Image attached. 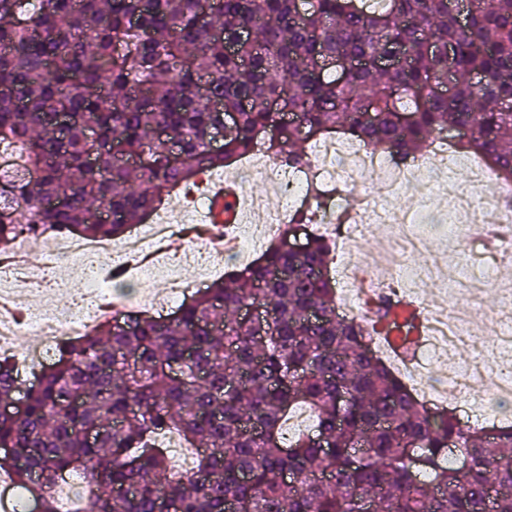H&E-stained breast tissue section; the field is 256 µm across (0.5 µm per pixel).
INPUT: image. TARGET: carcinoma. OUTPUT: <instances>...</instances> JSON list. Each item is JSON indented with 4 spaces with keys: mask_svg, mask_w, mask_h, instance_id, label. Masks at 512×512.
I'll return each mask as SVG.
<instances>
[{
    "mask_svg": "<svg viewBox=\"0 0 512 512\" xmlns=\"http://www.w3.org/2000/svg\"><path fill=\"white\" fill-rule=\"evenodd\" d=\"M470 2L463 28L455 0H0V249L123 238L200 176L259 147L303 166L329 135L405 161L462 130L456 152L512 179V0ZM317 213L166 317L63 339L32 381L0 355V405L26 399L0 418V470L32 512H60L74 473L73 512H512V422L417 400L337 312L328 239L288 248Z\"/></svg>",
    "mask_w": 512,
    "mask_h": 512,
    "instance_id": "obj_1",
    "label": "carcinoma"
}]
</instances>
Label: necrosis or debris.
I'll return each instance as SVG.
<instances>
[{
	"label": "necrosis or debris",
	"instance_id": "necrosis-or-debris-1",
	"mask_svg": "<svg viewBox=\"0 0 512 512\" xmlns=\"http://www.w3.org/2000/svg\"><path fill=\"white\" fill-rule=\"evenodd\" d=\"M469 159L453 154L444 140L435 141L427 153L413 160L400 163L387 154L375 152L355 141L327 138L319 142L310 164L301 168L263 158L256 164L234 168L231 176L240 182L264 181L280 194V206L266 209L262 198L244 195L236 224L231 232L236 240L269 236L280 224L286 223L291 210L298 207L311 191H319L320 212L324 224L338 225L334 249L340 261L336 266L339 288L338 308L354 320L369 316L379 302L395 305L417 296V283L430 276H439L436 299L425 310L424 333L415 335L412 324H402L401 335L407 336L406 345L389 344L382 329H375L370 339L371 349L386 358L407 377L408 381L421 383L418 399L427 407L444 408L443 395L447 386H454L456 396L453 408L461 421L472 424L480 416L464 387L480 375L487 360H472L455 366L449 373V382L433 380L431 367L435 361L451 354L462 339L481 341L490 336V346L497 359L499 398L512 394V289L498 291L499 326L488 332L485 319L470 308L476 295L496 283V268L512 264V234L497 238L494 265L482 268L472 263L443 267L439 255H432L425 264H413L415 255L427 251L429 245L420 217L431 205L429 194L423 186L436 183L438 194L448 215V236L453 243L480 245L475 234V224H512V181L494 182L487 170L475 172L469 179L455 178L457 169L468 167ZM374 181L376 195L364 194L367 181ZM496 183L495 203L486 207L478 205L475 188ZM416 191L412 209L401 210L394 204L396 196L404 191ZM361 193L359 209L349 204L350 193ZM199 218L196 212L185 211L175 217L163 218L151 226L150 235L132 231L119 241L111 239H86L68 236L54 244L45 263L32 269L25 256V238L14 241V254L0 257V347L13 337L28 336L33 344L20 366L25 377H32L53 356L57 342L63 336L87 333L103 316L113 313L115 303L111 290L104 288L102 269L112 259L135 257L134 278H141L150 260L145 252L147 240L166 241L172 234L193 233ZM373 224H385L388 235L379 241L366 257L351 256V246L366 236ZM77 259L78 268L68 280L69 288H77L80 277H90L93 288L71 306L66 320L52 314H32L23 305L24 291L34 283L43 281L56 267L69 259Z\"/></svg>",
	"mask_w": 512,
	"mask_h": 512
}]
</instances>
